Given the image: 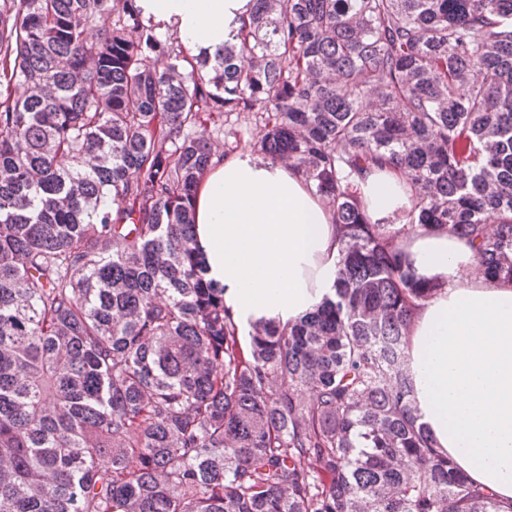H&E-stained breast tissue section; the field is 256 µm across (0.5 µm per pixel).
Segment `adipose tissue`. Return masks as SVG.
Here are the masks:
<instances>
[{"instance_id":"ef3b65f1","label":"adipose tissue","mask_w":512,"mask_h":512,"mask_svg":"<svg viewBox=\"0 0 512 512\" xmlns=\"http://www.w3.org/2000/svg\"><path fill=\"white\" fill-rule=\"evenodd\" d=\"M144 24L188 59L215 55L248 21L254 0H137ZM410 177L372 173L357 186L374 221L400 222ZM194 239L205 277L247 335L259 320H297L332 295L341 243L311 182L247 150L215 155L198 176ZM404 251L415 277L440 291L415 312L406 337L421 421L473 484L512 503V283L479 269L463 240L414 235Z\"/></svg>"}]
</instances>
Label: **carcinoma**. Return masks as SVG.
Returning a JSON list of instances; mask_svg holds the SVG:
<instances>
[{"label":"carcinoma","instance_id":"1","mask_svg":"<svg viewBox=\"0 0 512 512\" xmlns=\"http://www.w3.org/2000/svg\"><path fill=\"white\" fill-rule=\"evenodd\" d=\"M232 113L342 243L333 295L245 346L193 238ZM387 167L410 176L399 227L354 190ZM426 232L512 281V0H255L211 64L136 0H0V512H512L412 396L437 288L403 240Z\"/></svg>","mask_w":512,"mask_h":512}]
</instances>
